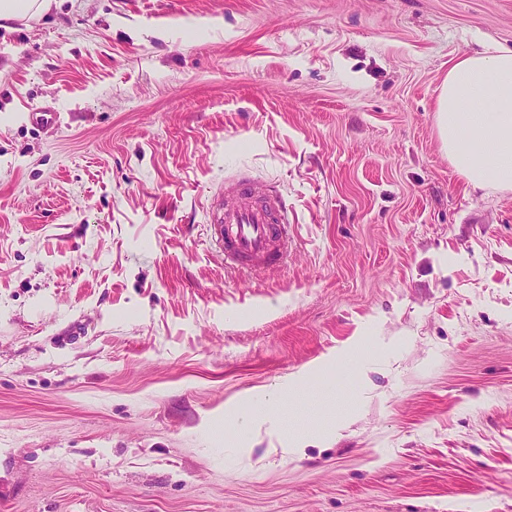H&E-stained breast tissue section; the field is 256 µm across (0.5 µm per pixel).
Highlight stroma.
<instances>
[{
  "mask_svg": "<svg viewBox=\"0 0 512 512\" xmlns=\"http://www.w3.org/2000/svg\"><path fill=\"white\" fill-rule=\"evenodd\" d=\"M490 44L512 0H55L0 29V512H512V191L435 126ZM241 169L288 200L286 265L208 237ZM271 393L282 431L227 417Z\"/></svg>",
  "mask_w": 512,
  "mask_h": 512,
  "instance_id": "35a3bbf8",
  "label": "stroma"
}]
</instances>
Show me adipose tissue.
<instances>
[{"label": "adipose tissue", "mask_w": 512, "mask_h": 512, "mask_svg": "<svg viewBox=\"0 0 512 512\" xmlns=\"http://www.w3.org/2000/svg\"><path fill=\"white\" fill-rule=\"evenodd\" d=\"M435 120L449 161L473 188L512 190V50L490 45L454 63Z\"/></svg>", "instance_id": "adipose-tissue-1"}]
</instances>
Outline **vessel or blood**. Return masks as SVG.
I'll return each mask as SVG.
<instances>
[{
	"label": "vessel or blood",
	"instance_id": "vessel-or-blood-1",
	"mask_svg": "<svg viewBox=\"0 0 512 512\" xmlns=\"http://www.w3.org/2000/svg\"><path fill=\"white\" fill-rule=\"evenodd\" d=\"M288 202L274 186L240 174L209 205L208 229L224 247V265L264 267L288 255Z\"/></svg>",
	"mask_w": 512,
	"mask_h": 512
}]
</instances>
